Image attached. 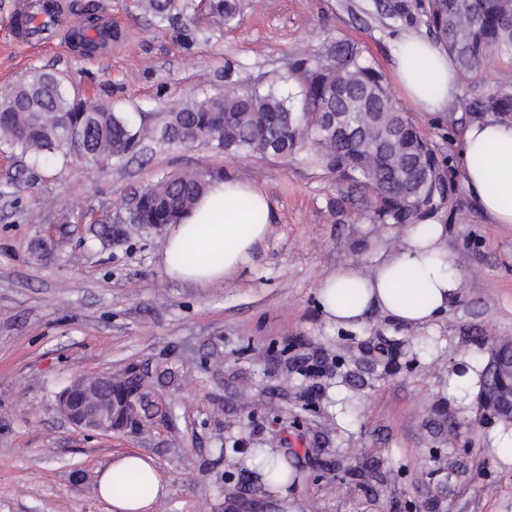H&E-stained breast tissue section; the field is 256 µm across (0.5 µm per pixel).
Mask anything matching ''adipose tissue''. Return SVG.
Returning a JSON list of instances; mask_svg holds the SVG:
<instances>
[{"label": "adipose tissue", "instance_id": "1", "mask_svg": "<svg viewBox=\"0 0 512 512\" xmlns=\"http://www.w3.org/2000/svg\"><path fill=\"white\" fill-rule=\"evenodd\" d=\"M392 74L400 95L425 112L446 111L458 94L453 59L435 41L402 36ZM457 166L463 185L494 224H512V120L488 115L470 122L462 135ZM269 234V202L262 188L237 178L215 179L193 213L168 227L162 264L175 281L209 288L231 280L248 265ZM448 227L441 213L408 225L391 252H374L369 264L338 266L320 282L316 302L325 322L337 328L361 326L378 313L406 329L432 327L457 299L462 277L448 257ZM194 248L197 258L182 254ZM249 469L262 473L266 489L290 495L283 455L255 448L246 458ZM131 480L122 490L112 486L114 474ZM97 492L112 512H154L169 493L151 457L117 456L98 477Z\"/></svg>", "mask_w": 512, "mask_h": 512}]
</instances>
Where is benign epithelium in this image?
Returning <instances> with one entry per match:
<instances>
[{
  "mask_svg": "<svg viewBox=\"0 0 512 512\" xmlns=\"http://www.w3.org/2000/svg\"><path fill=\"white\" fill-rule=\"evenodd\" d=\"M487 359L493 381L477 396L478 415L489 417L497 407L512 416V342L490 346ZM111 379L110 375L83 378L78 386L58 398L59 412L74 428L88 434L109 436L114 432L129 433L133 427L145 428L156 412L145 411L140 389L134 384L102 392L101 385Z\"/></svg>",
  "mask_w": 512,
  "mask_h": 512,
  "instance_id": "obj_1",
  "label": "benign epithelium"
}]
</instances>
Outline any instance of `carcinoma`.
Here are the masks:
<instances>
[{
    "label": "carcinoma",
    "mask_w": 512,
    "mask_h": 512,
    "mask_svg": "<svg viewBox=\"0 0 512 512\" xmlns=\"http://www.w3.org/2000/svg\"><path fill=\"white\" fill-rule=\"evenodd\" d=\"M140 6L159 27L197 14L196 0H140ZM417 7L462 78L497 56L512 55V0H425ZM206 8L226 21L237 13L236 0H208ZM377 9L402 17L409 5L378 0ZM98 24L99 18L90 14L76 15L72 28L80 48L91 49L84 33ZM290 74L298 87L294 96L254 87L189 99L169 113L158 140L202 141L230 155L283 159L313 146L304 159L359 189L380 224H417L446 206L459 185L455 167L438 159L389 93L382 72L358 48L324 42L317 53L295 59ZM466 111L509 115L512 93L474 98ZM328 112L348 113L356 135L345 138L323 130ZM0 144L19 151L33 166L62 155L99 168L143 150V136L128 115L84 98L65 75L34 69L0 98ZM213 178L210 172H184L143 189L135 196V223L180 222ZM400 179L420 189V195L405 193Z\"/></svg>",
    "instance_id": "carcinoma-1"
}]
</instances>
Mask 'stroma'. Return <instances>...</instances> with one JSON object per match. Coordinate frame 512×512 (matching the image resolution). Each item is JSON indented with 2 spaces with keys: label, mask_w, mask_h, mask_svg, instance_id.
<instances>
[{
  "label": "stroma",
  "mask_w": 512,
  "mask_h": 512,
  "mask_svg": "<svg viewBox=\"0 0 512 512\" xmlns=\"http://www.w3.org/2000/svg\"><path fill=\"white\" fill-rule=\"evenodd\" d=\"M16 2L0 0V95L31 69L60 70L147 136L188 97L291 90L289 62L322 38L354 44L387 75L399 35L427 32L416 0L403 18L375 0H238L231 23L203 10L164 29L137 0H62L69 14L93 4L119 30L90 55L56 35L18 44ZM495 89L512 90V58L460 81L452 111ZM448 114L412 113L441 159L456 158L464 130ZM185 170L268 196L270 233L229 283L170 280L165 228L127 221L135 192ZM121 219L123 238L90 247V227ZM443 221L462 288L437 324L408 332L374 315L343 330L320 316L319 283L395 247L403 228L373 223L335 172L204 143L150 142L93 172L60 158L31 167L0 148V512H111L97 473L129 452L170 484L155 512H512V463L490 446L498 421L448 397L449 374L512 340V225L489 223L462 190ZM133 367L163 411L142 434L91 436L56 410L76 378ZM253 448L294 462L291 499L244 465Z\"/></svg>",
  "instance_id": "1"
}]
</instances>
